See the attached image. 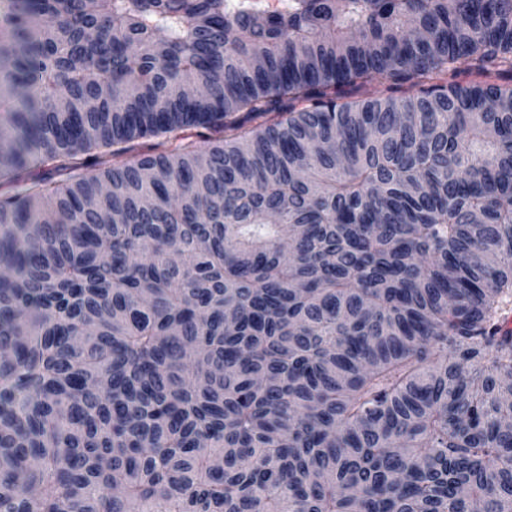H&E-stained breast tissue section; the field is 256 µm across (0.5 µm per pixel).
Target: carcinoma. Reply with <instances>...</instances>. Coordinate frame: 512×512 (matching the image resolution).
Here are the masks:
<instances>
[{
	"label": "carcinoma",
	"mask_w": 512,
	"mask_h": 512,
	"mask_svg": "<svg viewBox=\"0 0 512 512\" xmlns=\"http://www.w3.org/2000/svg\"><path fill=\"white\" fill-rule=\"evenodd\" d=\"M0 143V512H512V0H0Z\"/></svg>",
	"instance_id": "carcinoma-1"
}]
</instances>
